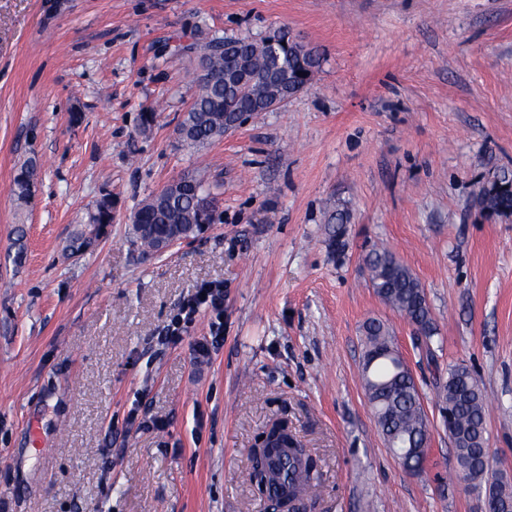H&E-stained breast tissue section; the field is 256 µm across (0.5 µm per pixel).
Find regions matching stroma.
Wrapping results in <instances>:
<instances>
[{
	"label": "stroma",
	"mask_w": 512,
	"mask_h": 512,
	"mask_svg": "<svg viewBox=\"0 0 512 512\" xmlns=\"http://www.w3.org/2000/svg\"><path fill=\"white\" fill-rule=\"evenodd\" d=\"M284 26L321 56L311 84L222 140L181 142L197 62L176 39ZM497 167L512 169V0H0V512H268L247 455L278 420L316 463L314 512H485L448 479L433 384L455 364L477 376L512 483V216L475 211ZM194 170L220 223L141 253L134 210ZM104 197L111 223H90ZM381 244L425 291L437 365L370 286ZM206 283L224 287V346L199 366L210 314L162 338ZM370 318L431 421L419 473L366 399ZM154 418L166 429L141 428ZM36 172V163L33 160H27L18 169L11 187L12 194L18 200L25 201L31 195Z\"/></svg>",
	"instance_id": "35a3bbf8"
}]
</instances>
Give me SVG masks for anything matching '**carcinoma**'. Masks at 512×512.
I'll list each match as a JSON object with an SVG mask.
<instances>
[{"label":"carcinoma","instance_id":"cac0c4a2","mask_svg":"<svg viewBox=\"0 0 512 512\" xmlns=\"http://www.w3.org/2000/svg\"><path fill=\"white\" fill-rule=\"evenodd\" d=\"M184 49L196 57L201 74L178 133L195 148L224 137L227 114L261 111L260 90H273L270 80L274 76L288 81V96L292 97L311 83L320 66L317 51L292 39L284 29L259 40L241 34L197 39L178 46V50ZM36 172L33 160L20 166L11 187L17 199L29 198ZM477 203L487 218L511 216L512 170L493 171L479 189ZM215 214L213 193L204 188L201 179L187 173L136 208L132 231L140 245L150 251L154 240L139 225L155 224L158 234L178 232L191 238L205 225L219 221ZM91 223H112L111 199L97 203ZM364 262L376 295L408 321L415 345L424 350L429 362H435L432 342L437 328L418 279L385 248L371 251ZM364 332V387L368 403L374 408L377 428L390 449L412 460V468L421 471L431 422L418 386L385 324L370 319L364 324ZM436 390L439 408H449L455 414L456 462L459 473L468 476L470 489L484 490L490 507L504 497L512 499V487L499 477L492 458L482 453V445L487 442L488 401L478 380L466 366L456 364L448 367V377L438 378ZM314 468L313 460L300 448H272L252 460V469L261 479L291 502L300 491L311 488Z\"/></svg>","mask_w":512,"mask_h":512}]
</instances>
